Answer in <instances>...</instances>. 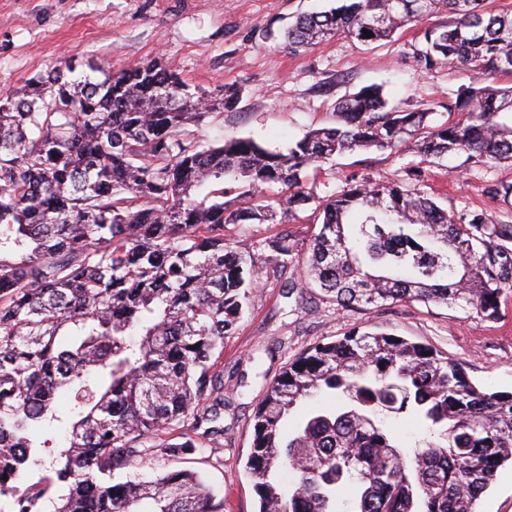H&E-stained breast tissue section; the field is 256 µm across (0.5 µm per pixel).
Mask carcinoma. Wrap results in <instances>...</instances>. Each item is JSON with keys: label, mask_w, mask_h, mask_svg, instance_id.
<instances>
[{"label": "carcinoma", "mask_w": 512, "mask_h": 512, "mask_svg": "<svg viewBox=\"0 0 512 512\" xmlns=\"http://www.w3.org/2000/svg\"><path fill=\"white\" fill-rule=\"evenodd\" d=\"M411 58L512 73V10L486 0H340L283 32L292 51L337 35L380 42L429 16ZM373 37L366 38L363 30ZM74 75L55 68L0 96V498L13 512H224L191 469L127 475L140 459L224 447V337L266 266L300 254L288 224L316 204L296 304H443L485 319L512 297V217L458 215L401 179L348 185L315 203L311 168L336 155L405 146L425 160L464 154L512 164V87H466L432 109L389 106L379 86L348 93L332 127L285 152L251 138L202 145L188 132L233 110L239 91L192 93L157 62ZM231 177L242 192L224 199ZM281 184L284 199L264 190ZM215 185L200 201L192 198ZM512 207V183L485 187ZM226 224H278L266 255L224 240ZM73 394L60 412L56 394ZM322 394L345 399L284 424ZM408 414L432 440L411 459L378 424ZM67 429L65 441L56 431ZM512 462V392H487L462 363L401 336L356 329L300 354L267 386L246 468L259 512H477ZM39 475L20 490L18 484Z\"/></svg>", "instance_id": "cac0c4a2"}]
</instances>
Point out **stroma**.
Segmentation results:
<instances>
[{"mask_svg": "<svg viewBox=\"0 0 512 512\" xmlns=\"http://www.w3.org/2000/svg\"><path fill=\"white\" fill-rule=\"evenodd\" d=\"M334 0H0V94L22 86L58 61L86 69L94 63L119 69L161 60L191 91H241L237 107L211 117L192 134L201 144L248 137L286 150L310 130L331 126L336 101L378 85L390 104L430 106L438 121L460 88L512 87V73L448 65L429 74L410 57L423 40L425 23L398 30L372 44L338 36L310 49L289 52L278 29L303 12L321 11ZM417 169L419 191L456 213L482 209L500 216L501 205L485 187L512 182V165L474 164L464 157L427 162L407 148L357 151L310 172L316 197L340 192L351 179L378 181ZM296 273L262 276L247 313L224 339V445L193 454L190 467L224 498V512H258L259 500L246 471L252 416L268 384L289 360L319 341L352 328L384 331L430 345L462 362L471 380L492 391H512V301L499 320L418 301L386 302L346 310L307 294L304 308L285 295Z\"/></svg>", "mask_w": 512, "mask_h": 512, "instance_id": "1", "label": "stroma"}]
</instances>
